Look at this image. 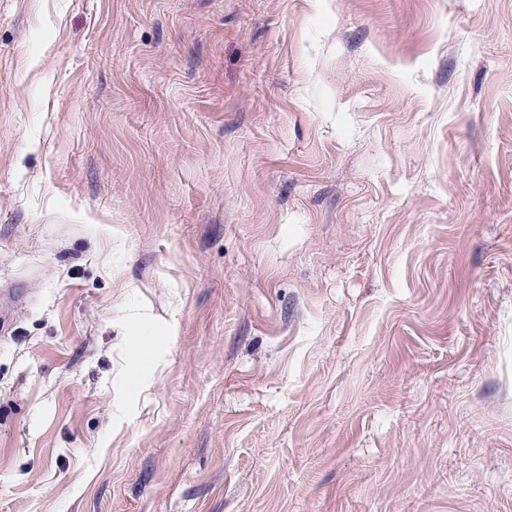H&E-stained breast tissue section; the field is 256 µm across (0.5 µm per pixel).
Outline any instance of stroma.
Segmentation results:
<instances>
[{"instance_id":"obj_1","label":"stroma","mask_w":512,"mask_h":512,"mask_svg":"<svg viewBox=\"0 0 512 512\" xmlns=\"http://www.w3.org/2000/svg\"><path fill=\"white\" fill-rule=\"evenodd\" d=\"M0 512H512V0H0Z\"/></svg>"}]
</instances>
